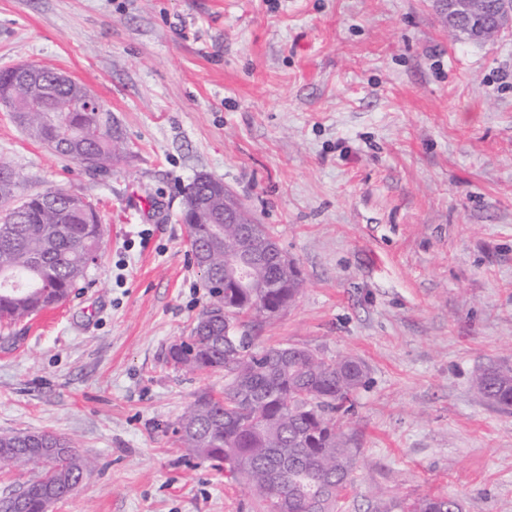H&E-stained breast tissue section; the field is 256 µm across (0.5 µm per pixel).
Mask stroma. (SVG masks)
<instances>
[{
	"label": "stroma",
	"mask_w": 512,
	"mask_h": 512,
	"mask_svg": "<svg viewBox=\"0 0 512 512\" xmlns=\"http://www.w3.org/2000/svg\"><path fill=\"white\" fill-rule=\"evenodd\" d=\"M22 62L84 84L129 149L93 176L0 111L23 193L74 191L107 230L64 304L0 328V435L96 464L49 512H262L174 432L224 389L166 362L210 302L181 222L200 173L305 280L259 345L366 367L339 512H512V410L472 385L512 367V34L459 38L433 0H0V70ZM459 508L460 511H456ZM411 512H462V506L450 496H431L418 500L412 506Z\"/></svg>",
	"instance_id": "1"
}]
</instances>
